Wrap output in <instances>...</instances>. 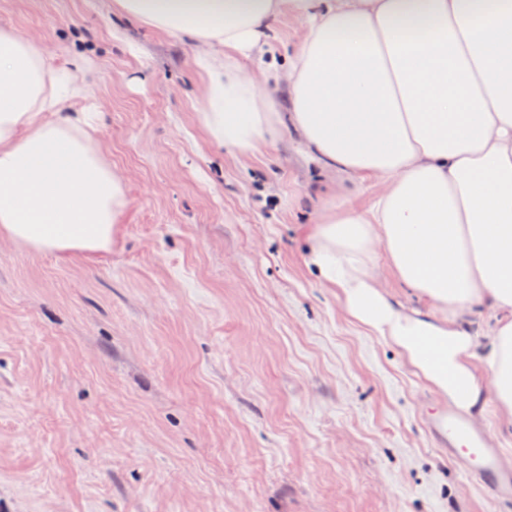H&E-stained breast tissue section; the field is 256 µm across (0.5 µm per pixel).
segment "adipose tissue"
I'll list each match as a JSON object with an SVG mask.
<instances>
[{
    "label": "adipose tissue",
    "instance_id": "ef3b65f1",
    "mask_svg": "<svg viewBox=\"0 0 512 512\" xmlns=\"http://www.w3.org/2000/svg\"><path fill=\"white\" fill-rule=\"evenodd\" d=\"M168 34L216 47L195 66L200 121L242 155L281 129L335 173L304 253L346 313L396 347L450 406L474 418L487 400L512 419V0H114ZM304 23L283 52L275 22ZM287 85L278 110L242 62ZM78 59L54 62L0 30V238L31 251L96 255L128 204L103 156ZM374 196L359 212L353 186ZM424 301L408 312L373 261ZM489 313L485 342L474 318Z\"/></svg>",
    "mask_w": 512,
    "mask_h": 512
}]
</instances>
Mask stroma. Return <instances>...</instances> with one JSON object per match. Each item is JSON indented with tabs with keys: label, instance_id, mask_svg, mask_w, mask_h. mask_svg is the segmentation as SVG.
<instances>
[{
	"label": "stroma",
	"instance_id": "stroma-1",
	"mask_svg": "<svg viewBox=\"0 0 512 512\" xmlns=\"http://www.w3.org/2000/svg\"><path fill=\"white\" fill-rule=\"evenodd\" d=\"M113 0H0L99 115L128 206L108 254L0 239V512H512L430 428L448 403L307 270L291 133L208 138L206 45ZM512 467L494 402L473 423Z\"/></svg>",
	"mask_w": 512,
	"mask_h": 512
}]
</instances>
